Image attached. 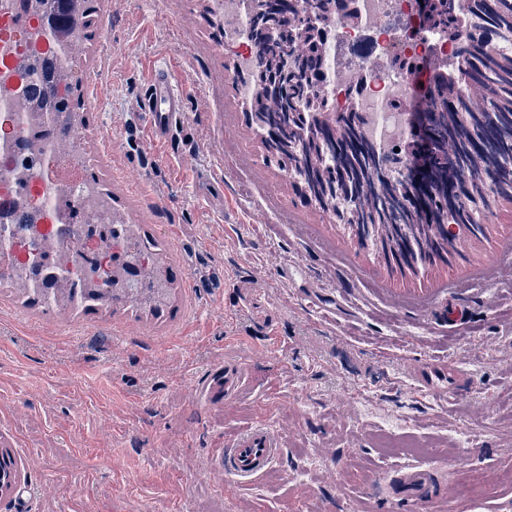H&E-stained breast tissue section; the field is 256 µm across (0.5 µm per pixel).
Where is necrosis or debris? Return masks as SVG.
<instances>
[{
	"label": "necrosis or debris",
	"instance_id": "obj_1",
	"mask_svg": "<svg viewBox=\"0 0 512 512\" xmlns=\"http://www.w3.org/2000/svg\"><path fill=\"white\" fill-rule=\"evenodd\" d=\"M224 9V46L241 64H249V18L241 0H220ZM359 17L336 20L324 46L325 93L340 99L343 86L337 68L363 73L366 83L357 105L366 118L371 139L382 149L402 140L408 114L415 106L413 88L428 71L411 74L398 58L419 56L440 61L448 53L446 32L416 24L411 0H359ZM45 34L25 28L15 0H0V278L11 276L10 252L25 249L39 255L42 228L69 223L70 210L80 213L85 229L101 232L112 222L108 205L82 177L83 157L70 144L75 132L66 113L56 111L46 89L66 61L58 44H45ZM52 119L50 135L31 148L30 132Z\"/></svg>",
	"mask_w": 512,
	"mask_h": 512
}]
</instances>
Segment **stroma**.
<instances>
[{"instance_id":"1","label":"stroma","mask_w":512,"mask_h":512,"mask_svg":"<svg viewBox=\"0 0 512 512\" xmlns=\"http://www.w3.org/2000/svg\"><path fill=\"white\" fill-rule=\"evenodd\" d=\"M97 3L77 142L116 215L165 254L172 288L155 316L131 295L59 313L0 283V448L17 472L0 512H414L379 483L424 461L451 485L433 512H512V202L492 199L486 239L452 265L390 271L268 162L216 0ZM158 61L185 98L162 146L135 112ZM441 288L449 305L432 308ZM457 303L468 317L454 325ZM436 360L471 386L418 391L409 366ZM227 361L248 386L212 400ZM257 422L281 456L238 485L218 462ZM399 439L437 454L382 453ZM463 468L479 500L455 488Z\"/></svg>"}]
</instances>
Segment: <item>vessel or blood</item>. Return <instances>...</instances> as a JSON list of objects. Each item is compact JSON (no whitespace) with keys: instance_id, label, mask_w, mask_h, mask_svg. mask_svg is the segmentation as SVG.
Segmentation results:
<instances>
[{"instance_id":"b4317fda","label":"vessel or blood","mask_w":512,"mask_h":512,"mask_svg":"<svg viewBox=\"0 0 512 512\" xmlns=\"http://www.w3.org/2000/svg\"><path fill=\"white\" fill-rule=\"evenodd\" d=\"M184 112V96L178 89L175 70L168 65L151 67L139 112L149 142L168 143L182 124ZM409 376L418 390L440 394H457L469 382L467 374L444 361L413 366ZM245 382L244 370L228 364L215 372L209 392L212 398H227L243 388ZM280 455L278 437L266 425L257 424L226 441L219 466L226 478L249 484L260 478ZM381 491L395 501L411 502L416 512H428L430 505L446 493L433 469L422 464L398 470L384 482Z\"/></svg>"}]
</instances>
